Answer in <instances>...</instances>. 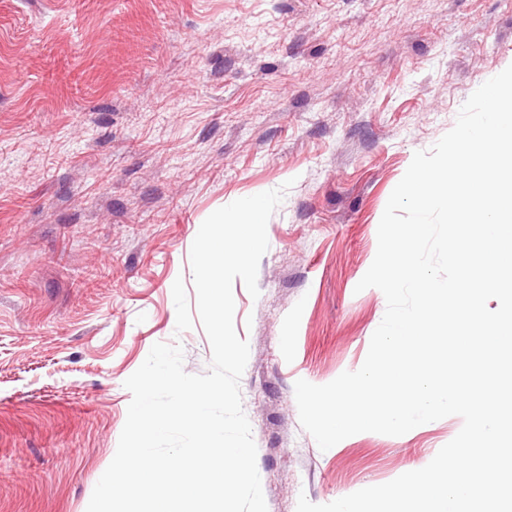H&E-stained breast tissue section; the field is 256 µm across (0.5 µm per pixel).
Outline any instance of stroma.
<instances>
[{"mask_svg": "<svg viewBox=\"0 0 512 512\" xmlns=\"http://www.w3.org/2000/svg\"><path fill=\"white\" fill-rule=\"evenodd\" d=\"M510 65L512 0H0V512H86L155 343L209 370L192 243L281 186L233 284L268 512L426 466L461 417L323 451L294 385L362 366L388 198Z\"/></svg>", "mask_w": 512, "mask_h": 512, "instance_id": "obj_1", "label": "stroma"}]
</instances>
